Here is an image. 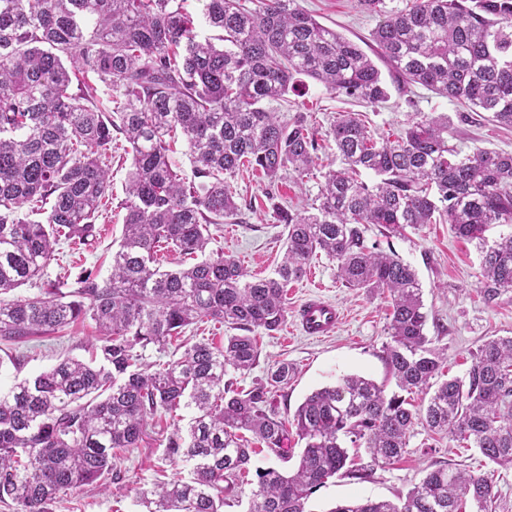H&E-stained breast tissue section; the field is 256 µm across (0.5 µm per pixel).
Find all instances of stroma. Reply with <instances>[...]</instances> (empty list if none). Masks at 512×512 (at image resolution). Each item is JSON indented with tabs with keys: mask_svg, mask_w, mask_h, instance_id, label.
<instances>
[{
	"mask_svg": "<svg viewBox=\"0 0 512 512\" xmlns=\"http://www.w3.org/2000/svg\"><path fill=\"white\" fill-rule=\"evenodd\" d=\"M299 6L320 24L336 30L372 49L371 33L379 23L378 16L362 12L355 0H298ZM281 120L304 113L318 131L316 177L297 182L295 175H283L276 185H269L258 172L243 170L229 178L228 185L242 210L238 218L225 220L223 229L215 233L208 251L221 252L234 258L257 278L272 276L284 251V227L274 218V205L296 209L314 198L323 183L321 174L336 158L331 122L336 113L357 112L376 134L398 132L412 113L429 115L458 111L457 102L415 85L410 91L391 90L387 102L367 106L329 93L321 84L309 82L302 97L294 104L277 103ZM448 142L462 153L477 148L512 152V129L487 123L471 127L454 125ZM126 141H119L112 154V177L108 208L99 217L100 239L90 248L75 249L60 243L56 258L44 272L39 286L27 285L10 291L9 299L33 297L50 287L60 277H77L86 268L108 276L113 250L122 235L125 211L121 202L131 165L126 154ZM364 236L367 243L383 239L378 226L369 224ZM389 241L392 250L417 272L428 314V335L439 338L448 353V373L464 375L471 364V354L487 339L512 336V300L502 299L497 305L483 303L479 296L481 256L475 243L457 236L449 224H427L419 230L407 231ZM321 285L324 296L331 299L342 313L336 331L324 338L301 334L294 321H287L274 334L257 331L259 361L248 374L238 376L240 388H250L256 380L266 378L280 362L292 364L295 372L275 401L279 409L295 410L313 390L333 384L339 376L360 374L394 390L382 358L389 342L387 330L389 303L381 295L346 287L336 276V264L325 255L315 257L299 281L288 286V311L296 313L300 303ZM93 321L71 326L64 335L31 340L12 345L0 341V385L31 378L49 369L65 357L89 359L91 346L98 343ZM172 431L171 420H150L147 433L138 447L121 451V480L108 489L93 486L64 495L52 506V512H143L137 501L139 487L151 484L158 476L176 481L188 478L189 469L179 461L164 457L165 438ZM446 461L468 471L484 474L492 480L512 512V469L505 470L489 462L478 449L459 447L448 436L429 432L415 425L402 457L391 464L375 467L372 475L358 482L347 478L329 479L309 499V512H331L341 503L366 499H396L406 494L424 477L436 462Z\"/></svg>",
	"mask_w": 512,
	"mask_h": 512,
	"instance_id": "stroma-1",
	"label": "stroma"
}]
</instances>
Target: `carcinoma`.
Here are the masks:
<instances>
[{
  "label": "carcinoma",
  "instance_id": "carcinoma-1",
  "mask_svg": "<svg viewBox=\"0 0 512 512\" xmlns=\"http://www.w3.org/2000/svg\"><path fill=\"white\" fill-rule=\"evenodd\" d=\"M218 47L199 38L184 0H0V294L40 278L60 241L91 246L110 187L112 133L130 145L126 210L112 270H85L38 296L0 300V340L51 336L80 320L98 331L100 358L67 357L0 392V503L51 512L57 495L120 474L118 448H136L157 414L193 409L164 454L191 477L138 491L146 512H223L242 504L254 449L293 456L288 427L304 442L295 469H255L245 512H307L309 497L337 475L357 481L407 448L414 425L477 448L512 468V336L485 341L462 377L439 379L445 350L427 335L416 270L394 251L367 245L363 225L385 238L439 215L482 255L483 301H512V153L448 145L450 116L414 113L395 135L375 136L353 112H338L319 193L303 211H281L286 249L274 276L248 278L222 253L162 271L157 248L204 253L210 226L239 211L225 176L260 171L273 184L288 171L312 175L316 130L301 115L279 119L272 103L302 78L375 106L421 85L458 101V122L492 113L512 128V0H357L382 17L373 31L391 81L356 43L321 25L297 0H200ZM82 74L77 89L73 75ZM106 96L100 95V88ZM181 134L193 180L176 171L170 141ZM369 171L377 182L360 179ZM30 205L33 220L19 211ZM506 228L488 241L491 225ZM324 253L337 277L389 299L383 359L396 390L346 375L313 391L286 425L273 394L286 362L248 390L230 375L259 359L256 337L288 316V284ZM216 321L235 334L202 339L180 357L144 361L185 330ZM426 402L416 407L409 395ZM363 448L357 462L347 447ZM497 512L500 494L482 474L440 465L395 502L340 504L331 512Z\"/></svg>",
  "mask_w": 512,
  "mask_h": 512
}]
</instances>
